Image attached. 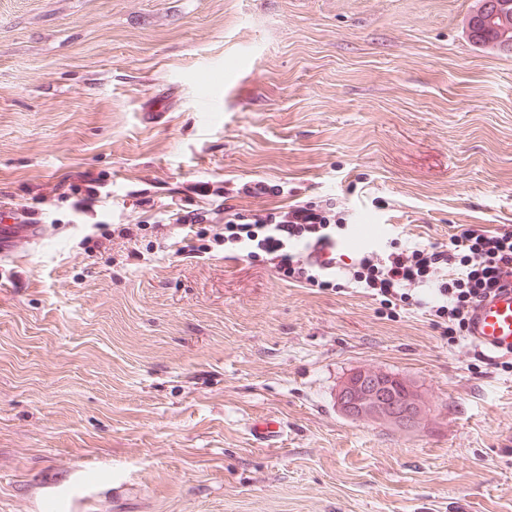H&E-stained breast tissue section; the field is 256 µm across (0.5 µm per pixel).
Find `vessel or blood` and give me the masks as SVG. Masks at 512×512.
Segmentation results:
<instances>
[{"instance_id":"b4317fda","label":"vessel or blood","mask_w":512,"mask_h":512,"mask_svg":"<svg viewBox=\"0 0 512 512\" xmlns=\"http://www.w3.org/2000/svg\"><path fill=\"white\" fill-rule=\"evenodd\" d=\"M16 212L0 211V260L14 258L21 244H35L45 234L42 224H21ZM469 337L496 356L512 357V285L495 289L478 301L471 313Z\"/></svg>"}]
</instances>
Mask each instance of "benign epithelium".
I'll use <instances>...</instances> for the list:
<instances>
[{"label": "benign epithelium", "mask_w": 512, "mask_h": 512, "mask_svg": "<svg viewBox=\"0 0 512 512\" xmlns=\"http://www.w3.org/2000/svg\"><path fill=\"white\" fill-rule=\"evenodd\" d=\"M336 405L356 421L388 424L401 430L417 429L425 416L422 396L406 379L372 368L349 374L336 393Z\"/></svg>", "instance_id": "1"}]
</instances>
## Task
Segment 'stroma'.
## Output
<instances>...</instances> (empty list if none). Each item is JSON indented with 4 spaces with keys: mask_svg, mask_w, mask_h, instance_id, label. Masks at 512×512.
<instances>
[{
    "mask_svg": "<svg viewBox=\"0 0 512 512\" xmlns=\"http://www.w3.org/2000/svg\"><path fill=\"white\" fill-rule=\"evenodd\" d=\"M476 2L0 0V198L106 193L47 201L0 277V512H47L81 470L109 478L84 512H512V371L470 339L344 277L80 244L200 181L290 189L244 209L337 201L346 264L512 224V53L471 40ZM360 367L412 382L424 426L342 416ZM101 188L96 179L84 177L79 181H61L52 192L62 203L70 201L75 214H85L93 210L95 203L100 202Z\"/></svg>",
    "mask_w": 512,
    "mask_h": 512,
    "instance_id": "35a3bbf8",
    "label": "stroma"
}]
</instances>
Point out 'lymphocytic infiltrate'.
<instances>
[{
	"label": "lymphocytic infiltrate",
	"instance_id": "1",
	"mask_svg": "<svg viewBox=\"0 0 512 512\" xmlns=\"http://www.w3.org/2000/svg\"><path fill=\"white\" fill-rule=\"evenodd\" d=\"M212 208L177 205L154 224L161 238L180 232L178 254L203 259L214 253L266 262L282 280L312 288H336L337 239L347 230L344 207L330 201L240 209L234 198L284 194L282 185L250 180L233 188L209 189ZM349 273L357 287L381 304L414 307L449 341L467 335L474 303L494 285L512 281V225L486 230L457 225L448 242L364 251Z\"/></svg>",
	"mask_w": 512,
	"mask_h": 512
}]
</instances>
